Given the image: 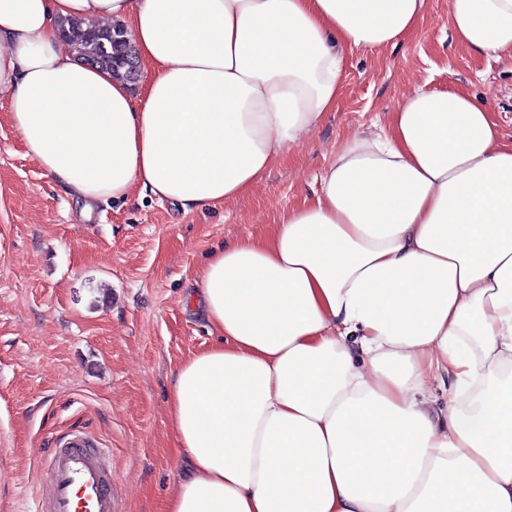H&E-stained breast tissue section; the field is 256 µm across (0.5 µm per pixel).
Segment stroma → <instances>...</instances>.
Instances as JSON below:
<instances>
[{"instance_id":"1","label":"stroma","mask_w":512,"mask_h":512,"mask_svg":"<svg viewBox=\"0 0 512 512\" xmlns=\"http://www.w3.org/2000/svg\"><path fill=\"white\" fill-rule=\"evenodd\" d=\"M341 81L324 125L253 192L187 215L135 194L83 217L0 108V512H31L40 452L75 430L111 449L125 512H156L181 473L167 416L174 372L213 341L192 294L208 255L311 197L336 147L414 86L467 90L512 137V60L456 44L448 0H428L396 46L347 53Z\"/></svg>"}]
</instances>
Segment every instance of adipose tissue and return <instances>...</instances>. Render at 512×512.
<instances>
[{"instance_id": "obj_1", "label": "adipose tissue", "mask_w": 512, "mask_h": 512, "mask_svg": "<svg viewBox=\"0 0 512 512\" xmlns=\"http://www.w3.org/2000/svg\"><path fill=\"white\" fill-rule=\"evenodd\" d=\"M426 8L0 0V97L83 214L136 192L190 213L251 193L334 110L346 52ZM448 15L454 42L512 58V0ZM70 18L121 23L145 91L77 62ZM196 286L215 341L175 371L183 475L159 512H512V141L471 93L415 87Z\"/></svg>"}]
</instances>
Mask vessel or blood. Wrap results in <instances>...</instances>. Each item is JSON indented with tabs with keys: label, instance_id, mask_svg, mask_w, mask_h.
Segmentation results:
<instances>
[{
	"label": "vessel or blood",
	"instance_id": "obj_1",
	"mask_svg": "<svg viewBox=\"0 0 512 512\" xmlns=\"http://www.w3.org/2000/svg\"><path fill=\"white\" fill-rule=\"evenodd\" d=\"M38 478L46 492L35 512H121L110 451L87 432H72L44 455Z\"/></svg>",
	"mask_w": 512,
	"mask_h": 512
}]
</instances>
